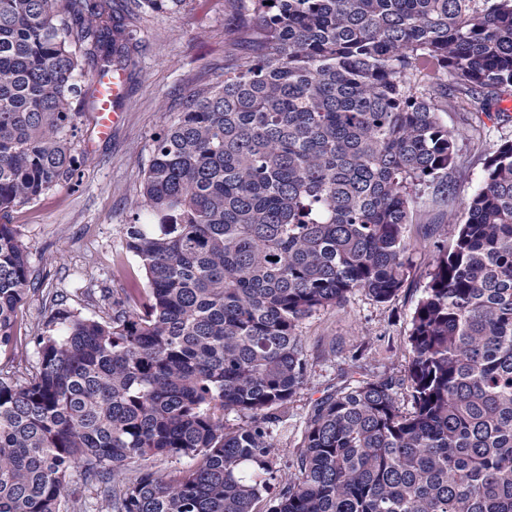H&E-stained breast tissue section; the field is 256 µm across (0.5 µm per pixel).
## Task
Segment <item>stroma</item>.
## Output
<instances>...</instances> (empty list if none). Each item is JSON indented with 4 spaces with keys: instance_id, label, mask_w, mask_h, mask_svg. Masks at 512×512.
I'll use <instances>...</instances> for the list:
<instances>
[{
    "instance_id": "1",
    "label": "stroma",
    "mask_w": 512,
    "mask_h": 512,
    "mask_svg": "<svg viewBox=\"0 0 512 512\" xmlns=\"http://www.w3.org/2000/svg\"><path fill=\"white\" fill-rule=\"evenodd\" d=\"M132 2L116 0L139 39L136 65L125 73L119 123L108 138H98L92 106L83 104L76 144L86 164L73 182L0 213V224L16 230L35 282L17 310L18 336L44 329L59 307L107 318L113 297L145 288V271L128 251L123 228L138 207L151 140L181 112L185 96L208 86L232 55L234 34L225 22L237 10L236 0H183L175 11L142 12ZM505 140H512V109L487 117L480 139L460 142L467 169L454 210L428 197L419 200L406 232L413 245L410 266L395 296L379 301L356 290L344 304L319 309L299 322L307 382L271 426L283 478L294 476L292 462L317 401L354 376L406 377L412 316L429 274L483 184L485 157Z\"/></svg>"
}]
</instances>
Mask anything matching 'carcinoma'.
I'll use <instances>...</instances> for the list:
<instances>
[{
    "mask_svg": "<svg viewBox=\"0 0 512 512\" xmlns=\"http://www.w3.org/2000/svg\"><path fill=\"white\" fill-rule=\"evenodd\" d=\"M237 2L245 52L152 138L125 225L147 288L101 321L58 310L35 372L0 369V512H90L79 468L114 512H512V141L439 252L406 379L318 401L285 483L267 427L307 378L298 321L393 296L414 204L453 207L481 132L440 114L512 91V0ZM136 45L112 0H0V213L73 179L84 82ZM33 285L0 224V354Z\"/></svg>",
    "mask_w": 512,
    "mask_h": 512,
    "instance_id": "1",
    "label": "carcinoma"
}]
</instances>
